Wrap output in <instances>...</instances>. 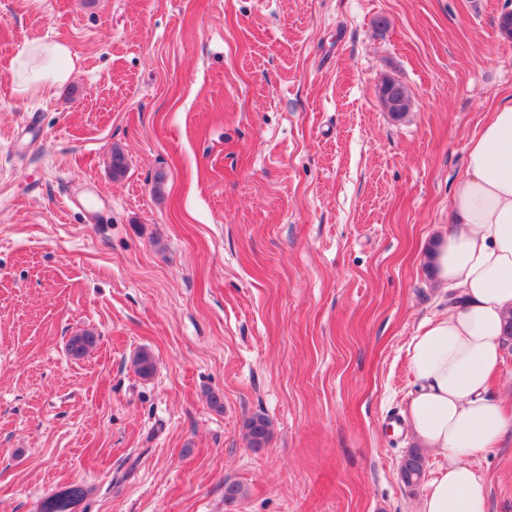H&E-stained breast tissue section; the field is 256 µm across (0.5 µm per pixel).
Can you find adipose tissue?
I'll use <instances>...</instances> for the list:
<instances>
[{
	"mask_svg": "<svg viewBox=\"0 0 512 512\" xmlns=\"http://www.w3.org/2000/svg\"><path fill=\"white\" fill-rule=\"evenodd\" d=\"M73 69L65 43L31 40L12 60L14 91L54 94ZM450 212L453 228L437 240L430 263L436 280L455 289L458 308L423 325L409 343L420 388L407 415L420 444L448 457L420 512H487L484 483L469 460L512 431V419L486 393L512 311V102L491 112L471 138Z\"/></svg>",
	"mask_w": 512,
	"mask_h": 512,
	"instance_id": "adipose-tissue-1",
	"label": "adipose tissue"
}]
</instances>
